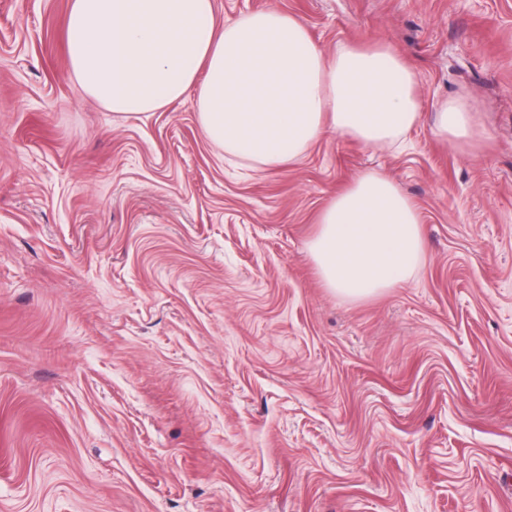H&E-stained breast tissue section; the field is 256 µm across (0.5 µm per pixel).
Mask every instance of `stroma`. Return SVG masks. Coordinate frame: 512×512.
Returning a JSON list of instances; mask_svg holds the SVG:
<instances>
[{
	"label": "stroma",
	"instance_id": "1",
	"mask_svg": "<svg viewBox=\"0 0 512 512\" xmlns=\"http://www.w3.org/2000/svg\"><path fill=\"white\" fill-rule=\"evenodd\" d=\"M71 2L0 0V512H512V0H214L415 69L402 148L274 169L214 147L195 91L83 93ZM456 93L488 132L464 148L431 132ZM368 170L427 250L348 301L307 246Z\"/></svg>",
	"mask_w": 512,
	"mask_h": 512
}]
</instances>
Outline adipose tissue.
<instances>
[{
    "instance_id": "adipose-tissue-1",
    "label": "adipose tissue",
    "mask_w": 512,
    "mask_h": 512,
    "mask_svg": "<svg viewBox=\"0 0 512 512\" xmlns=\"http://www.w3.org/2000/svg\"><path fill=\"white\" fill-rule=\"evenodd\" d=\"M70 69L83 91L118 115L156 111L197 91V117L226 155L267 168L297 160L328 134L384 149L420 120L410 62L385 43L327 53L297 16L276 8L215 24L213 0H72ZM433 133L452 146L481 135L455 94ZM420 215L395 183L359 175L323 209L308 254L326 288L361 301L419 266Z\"/></svg>"
}]
</instances>
